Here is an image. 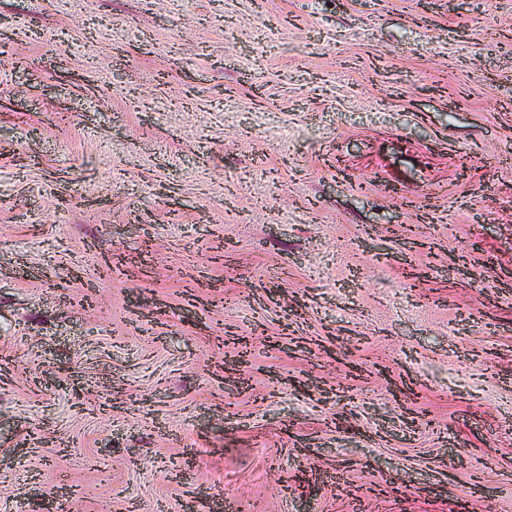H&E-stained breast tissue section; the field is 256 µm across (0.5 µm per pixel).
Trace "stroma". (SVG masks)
<instances>
[{"label":"stroma","instance_id":"35a3bbf8","mask_svg":"<svg viewBox=\"0 0 512 512\" xmlns=\"http://www.w3.org/2000/svg\"><path fill=\"white\" fill-rule=\"evenodd\" d=\"M0 18V512H512V0Z\"/></svg>","mask_w":512,"mask_h":512}]
</instances>
